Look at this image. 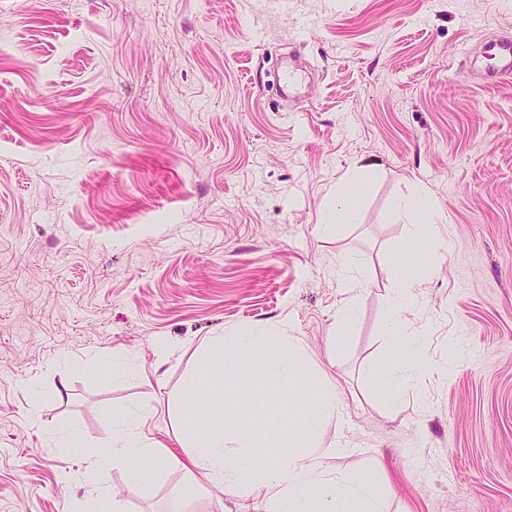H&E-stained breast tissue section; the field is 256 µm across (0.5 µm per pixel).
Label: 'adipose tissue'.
<instances>
[{
    "mask_svg": "<svg viewBox=\"0 0 512 512\" xmlns=\"http://www.w3.org/2000/svg\"><path fill=\"white\" fill-rule=\"evenodd\" d=\"M399 275L401 286L390 318L399 358L381 366L375 378L381 385L403 389L422 364L414 344L424 333L416 318L426 276L412 273L405 265ZM239 351L250 356L248 372L239 369L235 358ZM194 355L198 369L187 376L185 393H197L204 385L220 387L222 402L204 415L179 416L173 450L158 446L146 434V414H114L108 444L87 450L92 465L124 470L133 489L139 487L147 468L172 464L199 491L243 488L259 479L280 502V512H382V496L371 483L339 481L327 474L324 458L351 450L348 441L339 437L326 441L320 433L324 421L341 418L343 394L335 381L312 366L302 340L289 335L286 326L239 327L204 339ZM259 385L265 387L269 402L260 437L248 430L239 412L241 395ZM303 392L313 394L312 404L301 416L290 417L282 396ZM263 445L285 449L286 454L262 459L259 448Z\"/></svg>",
    "mask_w": 512,
    "mask_h": 512,
    "instance_id": "adipose-tissue-1",
    "label": "adipose tissue"
}]
</instances>
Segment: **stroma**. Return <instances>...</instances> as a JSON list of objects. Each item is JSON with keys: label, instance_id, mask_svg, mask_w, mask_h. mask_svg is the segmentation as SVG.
<instances>
[{"label": "stroma", "instance_id": "stroma-1", "mask_svg": "<svg viewBox=\"0 0 512 512\" xmlns=\"http://www.w3.org/2000/svg\"><path fill=\"white\" fill-rule=\"evenodd\" d=\"M502 36L512 0H0V512H83L95 485L166 512L181 471L132 492L84 450L118 411L168 445L209 411L192 353L140 376L158 340L283 321L345 394L325 435L355 451L330 469L385 512H512V82L468 65ZM359 171L356 222L323 234ZM418 189L437 224L398 213ZM404 260L430 270L425 368L467 355L400 393L375 370Z\"/></svg>", "mask_w": 512, "mask_h": 512}]
</instances>
